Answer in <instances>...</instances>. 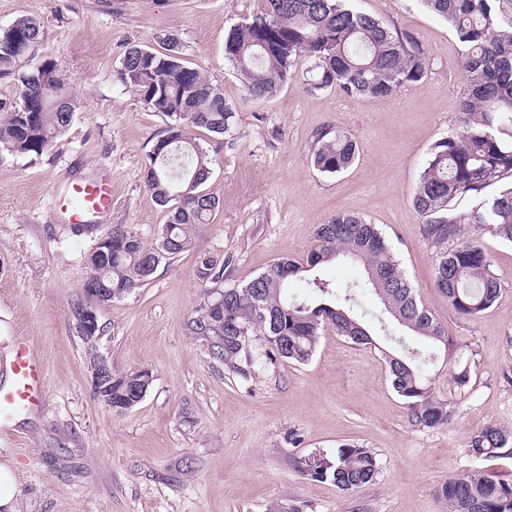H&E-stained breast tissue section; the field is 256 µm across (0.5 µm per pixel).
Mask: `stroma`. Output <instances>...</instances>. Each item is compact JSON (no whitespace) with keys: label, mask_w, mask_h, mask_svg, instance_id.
I'll return each mask as SVG.
<instances>
[{"label":"stroma","mask_w":512,"mask_h":512,"mask_svg":"<svg viewBox=\"0 0 512 512\" xmlns=\"http://www.w3.org/2000/svg\"><path fill=\"white\" fill-rule=\"evenodd\" d=\"M358 10L411 35L428 57L425 78L392 99L363 102L339 88L310 90L302 78L265 100L246 96L224 56L229 29L262 15L267 0H0V28L32 17L43 38L37 56L61 61L78 103L69 127L42 155L0 150V387L15 337L43 369L44 398L17 414L0 439L12 460L20 512H448L438 486L475 467L468 447L493 423L512 429V245L486 231L496 303L457 316L433 286L441 247L412 203L428 150L463 125L459 43L421 0H356ZM175 35L185 64L200 71L236 112L235 132L198 142L212 159L205 185L219 199L190 250L162 261L149 280L97 308L100 333L84 340L71 316L89 268L87 255L113 225L157 244L168 213L145 184L148 155L166 118L118 78L126 48L162 49ZM352 134L359 145L340 174L310 162L316 139ZM112 173V210L78 235L55 214L76 179ZM376 224L415 289L449 336L476 350L465 398L446 425H418L392 391L383 350L396 337L424 338L383 319L363 268L348 259L322 266L321 278L358 288L354 316L368 345L323 332L308 363H258L248 379L214 357L208 337L188 323L218 292L241 286L277 258L302 259L317 224L338 214ZM224 264L221 281L201 261ZM113 373L149 370L153 382L130 409L113 412L93 391L91 355ZM355 442L374 451L377 479L345 493L294 465L315 449Z\"/></svg>","instance_id":"35a3bbf8"}]
</instances>
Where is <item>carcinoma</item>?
I'll return each instance as SVG.
<instances>
[{
    "label": "carcinoma",
    "instance_id": "1",
    "mask_svg": "<svg viewBox=\"0 0 512 512\" xmlns=\"http://www.w3.org/2000/svg\"><path fill=\"white\" fill-rule=\"evenodd\" d=\"M354 0H267L268 8L227 34L225 58L239 71L247 96L264 100L289 80L302 77L312 90L333 85L346 94L380 101L401 87L421 81L428 58L409 35L384 26L357 10ZM494 0H423L448 23L463 48L466 89L460 109L468 116L462 129L435 141L413 195V206L427 236L453 247L434 260V286L457 314L477 316L496 302L500 286L493 276L491 256L469 234L468 225L486 229L512 243V143L494 134L512 128V26L499 20ZM41 25L20 18L11 32L0 29V75L12 76L20 87L16 101H0V149L41 155L70 125L77 102L69 95L58 61L48 69L40 58L28 67L41 41ZM167 48L151 51L132 45L118 69L119 79L134 89L154 111L169 120L153 144L146 186L155 202L168 209L160 246L148 247L125 225L112 227V253L96 264L99 286L108 303L131 293L150 276L148 266L190 249L192 231L210 223L220 201L202 189L211 175V159L192 131L204 128L217 136H232L235 112L224 94L197 70L182 62L178 39L166 37ZM310 60L305 72L299 57ZM358 144L350 134L317 138L312 152L316 170L345 171L355 160ZM481 198L470 210L460 205ZM339 257L363 265L385 313L417 336L442 346L448 356L449 394L437 398L425 367L430 353L411 356L383 352L390 385L412 411L415 422L427 428L448 423L453 397L469 392L471 365L477 352L462 358L460 344L416 298L414 289L395 260L392 248L376 225L354 215L336 214L315 230L314 245L300 260L280 257L263 273L240 287L227 288L217 301L191 321V330L211 337L216 355L240 378L251 377L253 365L283 358L305 364L312 358L322 332L355 344H372L369 330L350 311L357 304L356 287L336 286L314 277L310 294L288 299L289 281ZM224 265L207 257L201 275L223 278ZM261 341V348L253 346ZM153 375L140 370L112 379V410L125 411L121 394L147 393ZM470 454L479 460L512 459V430L487 424L471 440ZM315 481H331L341 491L372 483L380 473L376 454L354 443H343L332 455L314 452L298 464ZM448 512H512V482L495 479L482 468L450 477L438 489Z\"/></svg>",
    "mask_w": 512,
    "mask_h": 512
}]
</instances>
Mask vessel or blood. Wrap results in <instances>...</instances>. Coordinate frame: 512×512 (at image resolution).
<instances>
[{
  "label": "vessel or blood",
  "mask_w": 512,
  "mask_h": 512,
  "mask_svg": "<svg viewBox=\"0 0 512 512\" xmlns=\"http://www.w3.org/2000/svg\"><path fill=\"white\" fill-rule=\"evenodd\" d=\"M112 209V175L101 170L95 177L73 181L59 197L57 211L69 224H86ZM13 383L0 389V434L17 409L38 407L43 398L42 368L25 341H17L12 357Z\"/></svg>",
  "instance_id": "vessel-or-blood-1"
}]
</instances>
